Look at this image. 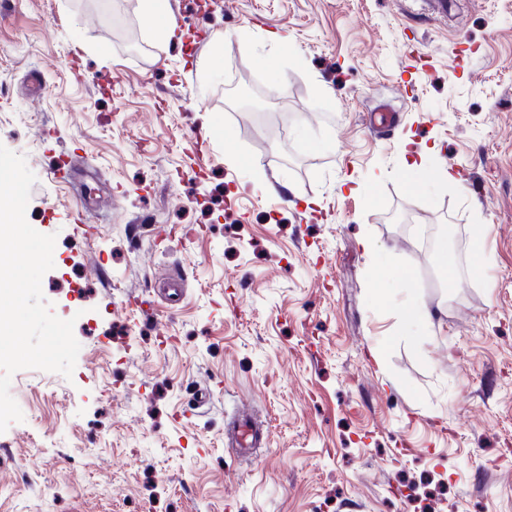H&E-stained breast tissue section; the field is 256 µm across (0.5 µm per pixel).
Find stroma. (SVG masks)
<instances>
[{"mask_svg": "<svg viewBox=\"0 0 512 512\" xmlns=\"http://www.w3.org/2000/svg\"><path fill=\"white\" fill-rule=\"evenodd\" d=\"M169 2L162 49L139 0H0V144L81 346L12 377L0 512H512V0ZM266 438L267 436L265 435L263 428L259 425L256 419L251 415H244L238 421L233 438H228L229 442L234 440V443L232 441L227 445L231 448H244L242 447L244 445L250 446L248 448H258V446L264 443ZM238 439L245 442V444L239 443Z\"/></svg>", "mask_w": 512, "mask_h": 512, "instance_id": "obj_1", "label": "stroma"}]
</instances>
